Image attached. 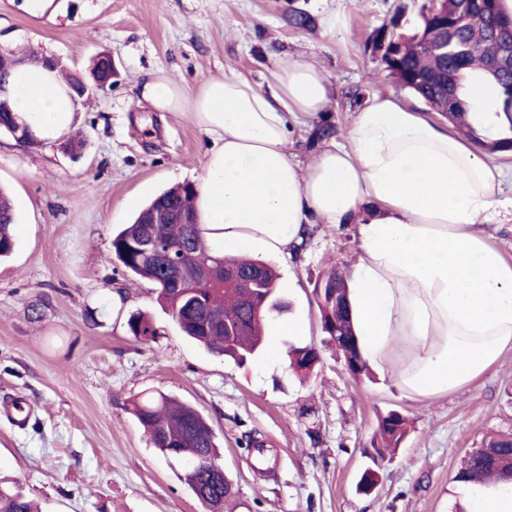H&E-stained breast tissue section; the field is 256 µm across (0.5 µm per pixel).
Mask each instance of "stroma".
<instances>
[{"label":"stroma","instance_id":"stroma-1","mask_svg":"<svg viewBox=\"0 0 512 512\" xmlns=\"http://www.w3.org/2000/svg\"><path fill=\"white\" fill-rule=\"evenodd\" d=\"M425 0H53L38 18L26 0H0V49L58 58L89 78L95 56L112 57V84L78 101L72 155L64 138L21 147L0 133V186L17 203V247L0 261V479L40 512H209L182 478L185 462L150 444L129 410L154 389L193 404L214 429L232 512H458L454 477L491 432L512 430V352L465 389L422 400L393 371L354 378L325 343L315 287L359 259L354 227L315 224L292 257L272 258L302 336L269 335L263 353L236 364L189 340L155 301L149 282L112 260V238L137 206L179 183L201 184L210 138L141 95L164 69L187 86L235 70L256 85L277 55L321 67L332 92L323 112L292 123L300 164L318 154L313 132L346 134L374 96L425 104L388 77L371 40L412 31ZM311 19L289 25L292 12ZM342 25L325 29L329 16ZM147 313L157 336L144 344L127 320ZM315 344L321 361L304 379L288 368L289 345ZM24 400V422L7 419ZM401 411L410 433L395 451L371 444L378 418ZM256 449H248V440ZM376 488L359 493L365 470Z\"/></svg>","mask_w":512,"mask_h":512}]
</instances>
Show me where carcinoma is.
Instances as JSON below:
<instances>
[{"instance_id":"carcinoma-1","label":"carcinoma","mask_w":512,"mask_h":512,"mask_svg":"<svg viewBox=\"0 0 512 512\" xmlns=\"http://www.w3.org/2000/svg\"><path fill=\"white\" fill-rule=\"evenodd\" d=\"M456 7L448 14L424 11L419 28L405 37L380 30L374 43L382 51L384 70L403 89L423 99L429 107L440 108L448 90L457 92L448 121L465 136L483 145L476 128L468 120L462 99L464 82L481 79L500 95L501 111L512 125V74L494 67L488 47V30L512 15L504 12L501 0H472L469 23L454 28ZM198 190L186 182L164 190L144 206L134 220L112 239V259L130 275L154 286L157 302L170 311L181 331L210 352L242 361L262 350L265 344L264 318L286 308L278 293V274L261 260L228 257L211 247L197 251L195 241L203 239L198 224H152L150 219L162 203L179 215H196L194 200ZM17 223L13 201L0 192V258L15 248L12 225ZM215 282L201 285L200 269L209 260ZM250 273L254 282L251 299L239 289L224 287V273ZM322 331L331 342L336 335L348 338L352 353L350 374L359 379L369 368L357 344L346 280L331 270L323 277V291L317 297ZM224 314V324L214 322ZM130 333L140 342L155 339L156 330L147 315L137 312L127 321ZM290 365L309 373L319 361L313 345L293 346L288 351ZM132 414L148 434L153 447L165 456L199 460L201 466L184 474L195 498L211 509L223 512L224 503L234 497V486L218 474L216 436L202 413L192 404L163 391L143 394L133 402ZM407 419L395 410L380 417L374 448H397L408 436ZM456 480L477 483L512 481V433L500 432L463 458ZM0 512H33L32 502L15 486L0 485Z\"/></svg>"}]
</instances>
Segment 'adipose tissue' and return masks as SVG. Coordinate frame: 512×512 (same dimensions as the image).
Listing matches in <instances>:
<instances>
[{
    "label": "adipose tissue",
    "mask_w": 512,
    "mask_h": 512,
    "mask_svg": "<svg viewBox=\"0 0 512 512\" xmlns=\"http://www.w3.org/2000/svg\"><path fill=\"white\" fill-rule=\"evenodd\" d=\"M9 94L39 138L75 123L56 71L18 67ZM142 97L212 142L197 199L209 245L285 257L311 225H354L360 257L347 286L359 346L371 366L395 368L399 390L424 400L459 391L512 349V263L490 242L491 226L512 223V196L503 170L451 130L376 96L355 111L343 141L327 139L300 167L288 121L324 111L329 88L318 67L289 55L264 88L233 71L190 88L157 69ZM466 99L485 136L497 138L507 119L491 89L472 85ZM461 488L465 512H512V484Z\"/></svg>",
    "instance_id": "ef3b65f1"
}]
</instances>
